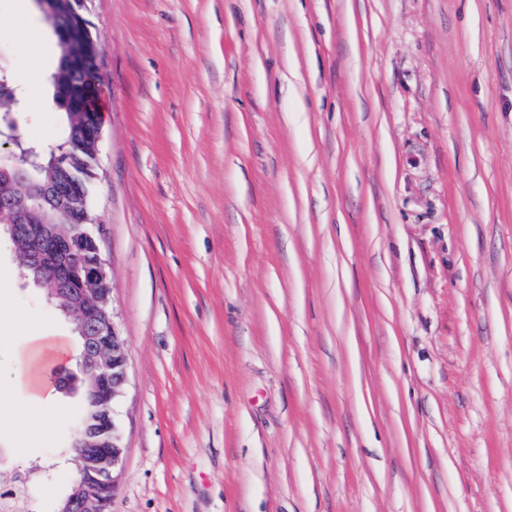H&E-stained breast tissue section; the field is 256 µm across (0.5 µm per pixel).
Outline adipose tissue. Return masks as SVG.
Instances as JSON below:
<instances>
[{
  "label": "adipose tissue",
  "instance_id": "1",
  "mask_svg": "<svg viewBox=\"0 0 512 512\" xmlns=\"http://www.w3.org/2000/svg\"><path fill=\"white\" fill-rule=\"evenodd\" d=\"M68 351L64 337L41 333L29 337L24 354L25 369L18 392L24 397L32 414H41L48 401L49 393L42 375L44 366L61 361Z\"/></svg>",
  "mask_w": 512,
  "mask_h": 512
}]
</instances>
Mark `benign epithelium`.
<instances>
[{
	"label": "benign epithelium",
	"mask_w": 512,
	"mask_h": 512,
	"mask_svg": "<svg viewBox=\"0 0 512 512\" xmlns=\"http://www.w3.org/2000/svg\"><path fill=\"white\" fill-rule=\"evenodd\" d=\"M88 0H50L49 12H60L68 19L57 31L60 39L72 47L69 67L84 73L76 86H61L59 92L75 113V136L78 149L89 150L92 162L100 154L101 122L97 112L95 90L100 80V67L88 71L85 62L97 52V44L89 37L90 22L86 18ZM82 162L72 163L67 180L57 187L66 199L85 194ZM67 223L78 234L64 236L50 224L41 209L30 208L22 217L6 225L14 237H24L38 243L28 256L27 265L38 270L45 279L59 288H66L75 297V305L86 327L87 351L81 368L90 384L91 405L95 409L94 424L81 432V439L71 443L77 458L84 462L79 497L82 512H105L115 491L123 448L114 421V404L122 395L127 376L126 344L117 327L112 306V288L108 280L103 254L97 244L99 237L87 228L88 213L74 208L67 214ZM86 250L83 262L75 266L72 252Z\"/></svg>",
	"instance_id": "benign-epithelium-1"
}]
</instances>
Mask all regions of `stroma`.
Returning <instances> with one entry per match:
<instances>
[{"mask_svg":"<svg viewBox=\"0 0 512 512\" xmlns=\"http://www.w3.org/2000/svg\"><path fill=\"white\" fill-rule=\"evenodd\" d=\"M128 376L109 512H512V0H89ZM39 32L48 59L28 54ZM57 38L0 0L22 139ZM68 338L32 418V330ZM68 319L0 237V448L58 464Z\"/></svg>","mask_w":512,"mask_h":512,"instance_id":"obj_1","label":"stroma"}]
</instances>
